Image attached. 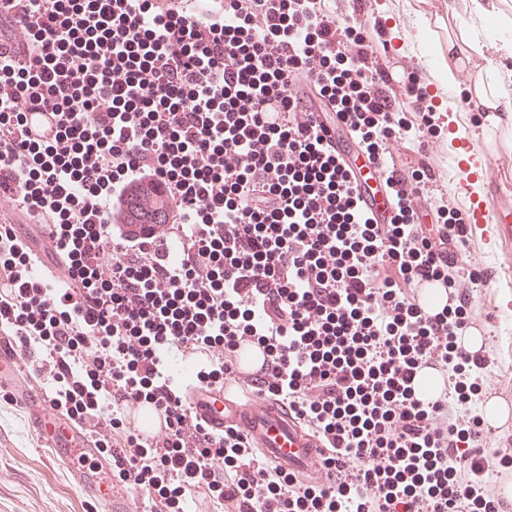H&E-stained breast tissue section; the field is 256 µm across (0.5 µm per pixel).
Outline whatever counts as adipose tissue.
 Masks as SVG:
<instances>
[{
  "label": "adipose tissue",
  "mask_w": 512,
  "mask_h": 512,
  "mask_svg": "<svg viewBox=\"0 0 512 512\" xmlns=\"http://www.w3.org/2000/svg\"><path fill=\"white\" fill-rule=\"evenodd\" d=\"M445 7L448 54L439 60V70L445 81L457 88L462 98L476 102L481 111L492 113L497 121L512 124V94L508 93L503 77L494 67L472 75L468 83H459V73L467 69L472 55L481 54L482 47L469 28L458 24L454 0H446Z\"/></svg>",
  "instance_id": "adipose-tissue-1"
}]
</instances>
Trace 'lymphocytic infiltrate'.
I'll use <instances>...</instances> for the list:
<instances>
[{"instance_id": "obj_1", "label": "lymphocytic infiltrate", "mask_w": 512, "mask_h": 512, "mask_svg": "<svg viewBox=\"0 0 512 512\" xmlns=\"http://www.w3.org/2000/svg\"><path fill=\"white\" fill-rule=\"evenodd\" d=\"M351 0H0V189L29 224L0 214V335L35 353L57 407L88 422L118 485L154 512L207 501L224 512H502L485 494L512 475V436L491 444L476 413L491 354L460 336L484 273L461 264L472 228L455 198L431 194L437 132L411 63L392 76ZM25 24L28 42L14 46ZM38 89L30 97V89ZM52 138L26 137L27 109ZM341 125L382 161L392 214L374 223L326 134ZM403 141V152L390 149ZM162 180L166 213L136 204ZM164 223L169 236L130 237ZM54 230L57 275L31 256ZM448 303L422 307V280ZM269 356L248 380L330 445L333 481L304 482L247 438L190 423L162 370L195 357L223 382L238 340ZM445 396L413 394L426 363ZM157 402L167 436L142 444L120 399Z\"/></svg>"}]
</instances>
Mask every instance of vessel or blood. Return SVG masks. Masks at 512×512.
<instances>
[{
    "label": "vessel or blood",
    "mask_w": 512,
    "mask_h": 512,
    "mask_svg": "<svg viewBox=\"0 0 512 512\" xmlns=\"http://www.w3.org/2000/svg\"><path fill=\"white\" fill-rule=\"evenodd\" d=\"M458 172L462 179L474 176L487 187L497 186L502 178L495 159L475 160L474 147L470 144L463 149ZM469 207L473 223L491 220L498 238L512 239V223L507 220V211H492L484 199L470 202ZM26 359V354L11 339L0 336V389L10 390L38 426L54 425L55 430L49 437L53 455L71 471L76 486H83L85 477L80 469V459L97 453L87 432L88 425L68 419L65 411L54 408L40 383L22 377ZM267 360L263 348L249 342L241 343L235 357V377L226 378L217 389L198 385L192 389L193 417L210 430L231 429L247 436L262 448L274 465L290 473H306L313 485L328 484L332 470L324 462V441L303 429L272 398L248 391L240 382L241 377L253 373L265 374ZM122 412L135 425L139 438L145 443L155 442L168 432L166 418L156 404L130 399L123 402ZM97 512H142V494L137 490L101 493Z\"/></svg>",
    "instance_id": "obj_1"
}]
</instances>
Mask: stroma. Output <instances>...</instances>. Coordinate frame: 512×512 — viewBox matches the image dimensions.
Segmentation results:
<instances>
[{
    "instance_id": "35a3bbf8",
    "label": "stroma",
    "mask_w": 512,
    "mask_h": 512,
    "mask_svg": "<svg viewBox=\"0 0 512 512\" xmlns=\"http://www.w3.org/2000/svg\"><path fill=\"white\" fill-rule=\"evenodd\" d=\"M366 2L381 23L382 39L391 44V55L406 58L437 78L436 57L448 50V28L441 22L446 13L443 0ZM456 7L459 23L484 45L482 56L472 59L473 69H512V58L495 51L493 31L473 14L470 0H456ZM435 86L441 91L435 99L441 132L432 149L439 192L460 201L469 194H491L499 206H512V125L483 117L474 103L457 97L438 78ZM460 136L475 144L479 156L494 157L504 165L500 187L490 191L474 182L461 184L454 156ZM472 242L488 280L477 302L489 318L487 344L494 354L486 378L506 392L512 390V252L489 224L473 226ZM95 507L93 491L75 488L71 473L53 458L47 435L34 428L26 409L0 392V512H96Z\"/></svg>"
}]
</instances>
